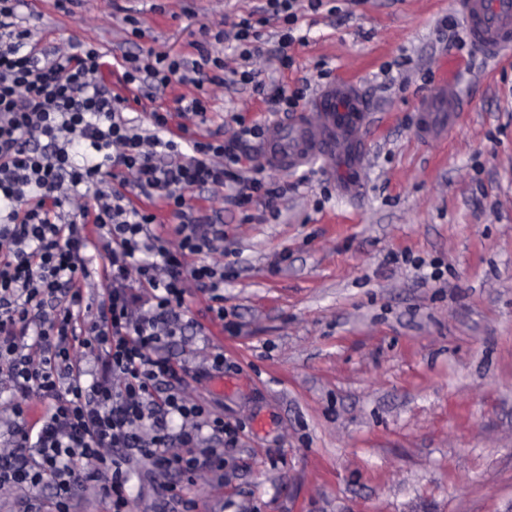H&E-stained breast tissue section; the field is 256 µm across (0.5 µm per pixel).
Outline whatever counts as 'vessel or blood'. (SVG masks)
Returning a JSON list of instances; mask_svg holds the SVG:
<instances>
[{
    "label": "vessel or blood",
    "instance_id": "b4317fda",
    "mask_svg": "<svg viewBox=\"0 0 512 512\" xmlns=\"http://www.w3.org/2000/svg\"><path fill=\"white\" fill-rule=\"evenodd\" d=\"M471 48L489 57H512V0H458ZM468 106L456 86L440 83L418 107V130L433 138L454 128ZM370 103L354 85L332 82L316 93L308 107L269 124L261 144L267 164L293 170L316 161L343 159L345 188L356 182L357 133Z\"/></svg>",
    "mask_w": 512,
    "mask_h": 512
}]
</instances>
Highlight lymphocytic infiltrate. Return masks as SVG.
Segmentation results:
<instances>
[{
  "label": "lymphocytic infiltrate",
  "instance_id": "lymphocytic-infiltrate-1",
  "mask_svg": "<svg viewBox=\"0 0 512 512\" xmlns=\"http://www.w3.org/2000/svg\"><path fill=\"white\" fill-rule=\"evenodd\" d=\"M296 4L267 0L225 38L250 61L270 18L295 23ZM23 5L0 0V378L13 396L9 418L0 419V487L21 490L19 512H74L79 488L97 482L106 512H130L134 463L190 480L203 469L222 471L225 448L239 440L238 426L170 387L189 368L173 363L162 343L186 327L190 286L209 289L216 319L234 328L222 307L224 266L211 259L224 227L185 192L224 188L227 203L245 211L284 189L262 177L247 151L264 127L226 140L164 139L170 113L151 112L146 128L124 117L128 100L102 80L99 51L32 45ZM223 68L204 47L192 61L150 48L128 58L124 81L222 87ZM111 170L132 174L135 188L170 209L177 241L157 233L154 212L119 190H100ZM91 189L93 215L75 204ZM95 242L111 277L97 305L83 292L91 277L84 252ZM140 254L150 263L136 265ZM193 255L201 261L192 266ZM85 309L92 317L83 322ZM79 347L89 357H77ZM32 392L50 402L35 428L25 402ZM46 485L51 497L43 501Z\"/></svg>",
  "mask_w": 512,
  "mask_h": 512
}]
</instances>
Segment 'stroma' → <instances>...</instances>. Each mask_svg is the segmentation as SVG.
I'll return each instance as SVG.
<instances>
[{
	"instance_id": "1",
	"label": "stroma",
	"mask_w": 512,
	"mask_h": 512,
	"mask_svg": "<svg viewBox=\"0 0 512 512\" xmlns=\"http://www.w3.org/2000/svg\"><path fill=\"white\" fill-rule=\"evenodd\" d=\"M264 0H28L41 47L92 45L101 76L132 97L125 56L143 48L189 60L198 45L239 67L217 33ZM299 7L306 44L279 61L281 21L250 67L313 96L348 80L373 109L359 132L356 199L342 163L266 172L285 188L242 212L224 190L190 202L224 226V330L194 289L192 325L170 339L173 362L223 352L233 371L186 378L185 394L243 430L224 472L188 487L199 512H512V62L438 34L454 0H336ZM137 19L141 37L131 34ZM444 79L469 99L451 132L417 131L416 108ZM198 138H230L277 120L252 86L206 85ZM441 263L424 283L401 254Z\"/></svg>"
}]
</instances>
